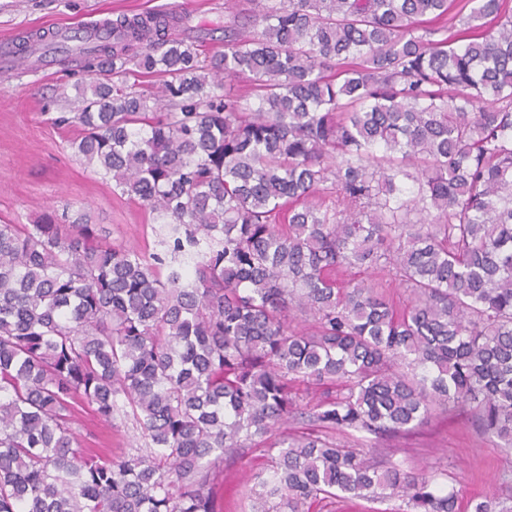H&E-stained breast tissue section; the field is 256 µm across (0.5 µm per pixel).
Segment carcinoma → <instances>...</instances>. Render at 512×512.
Segmentation results:
<instances>
[{
    "label": "carcinoma",
    "instance_id": "cac0c4a2",
    "mask_svg": "<svg viewBox=\"0 0 512 512\" xmlns=\"http://www.w3.org/2000/svg\"><path fill=\"white\" fill-rule=\"evenodd\" d=\"M178 27L112 21L86 56L112 78L51 119L158 249L0 224V512H222L256 441L252 512H460L376 447L465 407L512 454V0H225L210 57ZM292 381L319 393L308 432L281 429ZM83 406L147 442L85 447ZM263 445L243 448L236 456L224 461V473L220 482L224 485L223 512H252L246 493L254 488L258 476H265L267 453ZM394 505V502H379L366 499H354L336 502L322 500L310 506V512H384Z\"/></svg>",
    "mask_w": 512,
    "mask_h": 512
}]
</instances>
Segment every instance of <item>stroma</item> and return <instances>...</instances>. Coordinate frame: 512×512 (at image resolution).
Returning a JSON list of instances; mask_svg holds the SVG:
<instances>
[{
    "instance_id": "stroma-1",
    "label": "stroma",
    "mask_w": 512,
    "mask_h": 512,
    "mask_svg": "<svg viewBox=\"0 0 512 512\" xmlns=\"http://www.w3.org/2000/svg\"><path fill=\"white\" fill-rule=\"evenodd\" d=\"M225 0H0V38L27 36L52 24L81 26L120 15L177 10L190 18V35L204 54L223 50ZM89 77L84 61L73 57L42 73L19 68L0 72V224H35L48 213L94 225L97 234L117 247L150 253L157 238L147 206L114 192L111 182L88 167L69 143L79 130L51 124V117L73 109L79 88ZM76 430L87 444L128 450L141 431L131 420L105 423L90 410L77 414ZM395 461L405 467L428 468L453 488L460 502L490 493L512 495V460L493 438L481 434L469 414L428 420L414 433L390 443ZM263 446L242 449L224 462V512H251L247 498L265 474Z\"/></svg>"
}]
</instances>
